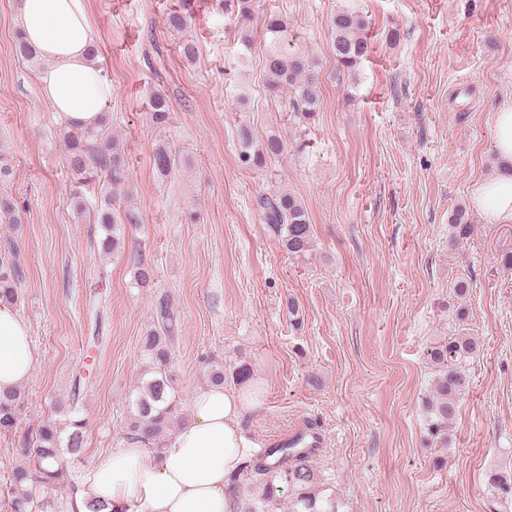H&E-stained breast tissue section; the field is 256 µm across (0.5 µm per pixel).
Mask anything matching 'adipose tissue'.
Listing matches in <instances>:
<instances>
[{
	"label": "adipose tissue",
	"mask_w": 512,
	"mask_h": 512,
	"mask_svg": "<svg viewBox=\"0 0 512 512\" xmlns=\"http://www.w3.org/2000/svg\"><path fill=\"white\" fill-rule=\"evenodd\" d=\"M23 38L44 65L38 83L68 125L95 127L112 97V80L93 53L96 42L86 0H18ZM497 175L478 183L472 202L491 224L512 223V101L492 116ZM36 351L27 322L0 300V394L20 389L34 372ZM256 402L246 389L209 387L197 392L188 417L168 434L159 455L128 443L97 462L66 512H229L228 478L254 443L241 428Z\"/></svg>",
	"instance_id": "ef3b65f1"
}]
</instances>
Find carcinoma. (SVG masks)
<instances>
[{
	"label": "carcinoma",
	"instance_id": "carcinoma-1",
	"mask_svg": "<svg viewBox=\"0 0 512 512\" xmlns=\"http://www.w3.org/2000/svg\"><path fill=\"white\" fill-rule=\"evenodd\" d=\"M260 0H224V12L235 16L239 27L238 40L245 49L252 42L253 20L260 16L267 39L263 69L266 87L299 124L306 123L316 112L320 96L319 76L312 68L308 55L288 50V22L275 13L259 15ZM333 54L338 69L351 73L367 56L368 43L363 31L368 22L356 11L341 9L331 20ZM150 121L156 127L167 124L170 104L166 95L156 93L150 100ZM107 122L96 129L78 127L66 129L63 142L67 167L80 186L100 184L105 178L112 186V194L127 179L126 163L119 141L103 134ZM285 142L270 134L255 142L251 129L239 132L238 160L246 168H261L282 155ZM175 164L169 147L159 144L154 150V165L159 174L168 175ZM116 198L104 201L96 223L104 232L102 248L114 249L120 241L121 225H134L137 217L130 211L115 207ZM265 222L280 237L282 246L291 254L309 250L312 227L302 201L294 194L282 191L259 199ZM17 213L13 196L0 193V223L12 224ZM451 245L467 237L470 225L466 211L458 210L451 221ZM21 268L14 262L0 263V300H18L17 282ZM157 322L162 330H150L141 340V349L147 363L141 383L132 400V421L125 439L143 444L156 455L172 431V417L178 397L171 375L173 362L172 337L167 335L173 320L172 310L165 300L156 306ZM476 343L468 336L456 335L430 348L428 356L436 367L432 380V395L426 402L429 435L434 440L448 442V429L457 413V399L469 383L466 368ZM241 386L251 378L248 364L241 363L224 372L217 367L210 371L211 384L224 385L226 378ZM82 374L75 375L71 404L65 419L49 420L39 428L35 437H22V462L15 466L0 484V500L9 503V512H62L64 497L50 495L37 498L33 489L43 487L50 491L71 489L75 477L65 459H75L83 452L84 422L79 416V388ZM23 409L21 392L0 397V434H11L17 429ZM316 448H296L292 445H267L257 449L229 478L230 512H278L283 494H288V512H343V502L336 492L328 491L325 479L312 464ZM487 483L499 499L512 500V471H493Z\"/></svg>",
	"mask_w": 512,
	"mask_h": 512
}]
</instances>
